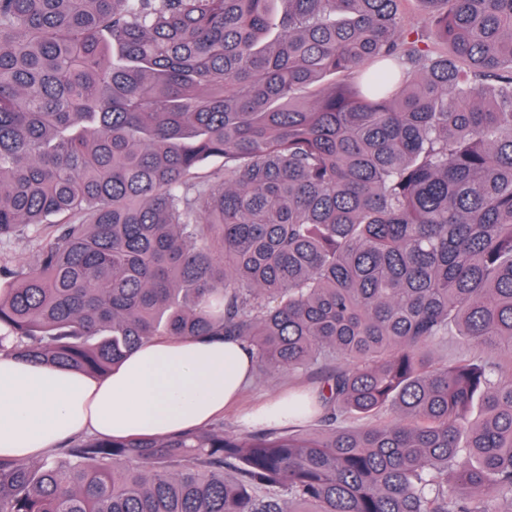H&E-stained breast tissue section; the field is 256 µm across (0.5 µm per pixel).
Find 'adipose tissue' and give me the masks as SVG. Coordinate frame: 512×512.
Wrapping results in <instances>:
<instances>
[{
	"label": "adipose tissue",
	"mask_w": 512,
	"mask_h": 512,
	"mask_svg": "<svg viewBox=\"0 0 512 512\" xmlns=\"http://www.w3.org/2000/svg\"><path fill=\"white\" fill-rule=\"evenodd\" d=\"M254 358L217 337L155 338L93 378L0 355V455L34 460L80 433L166 438L234 407Z\"/></svg>",
	"instance_id": "obj_1"
}]
</instances>
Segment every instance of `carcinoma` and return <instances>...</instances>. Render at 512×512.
<instances>
[{
    "label": "carcinoma",
    "mask_w": 512,
    "mask_h": 512,
    "mask_svg": "<svg viewBox=\"0 0 512 512\" xmlns=\"http://www.w3.org/2000/svg\"><path fill=\"white\" fill-rule=\"evenodd\" d=\"M407 3L0 0V353L345 360L314 433L78 436L0 456V512L512 504V0ZM3 252L13 264H25L34 260L35 247L28 238L20 237L13 239ZM469 346L461 338V336H455L454 334L448 335V339H445L433 347V353L439 360H445L449 362L454 361L457 357L468 353Z\"/></svg>",
    "instance_id": "cac0c4a2"
}]
</instances>
